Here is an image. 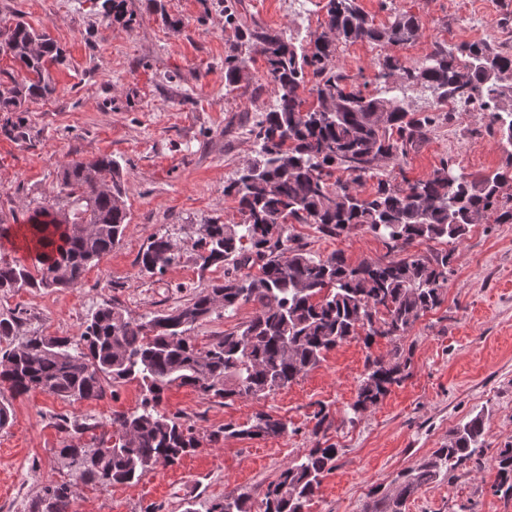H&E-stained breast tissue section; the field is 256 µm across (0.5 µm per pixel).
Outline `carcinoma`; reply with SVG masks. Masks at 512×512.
<instances>
[{
    "mask_svg": "<svg viewBox=\"0 0 512 512\" xmlns=\"http://www.w3.org/2000/svg\"><path fill=\"white\" fill-rule=\"evenodd\" d=\"M322 9L327 33L308 52L278 32H249L248 51L265 58L277 104L254 130L257 156L224 186V195L236 199L243 222L205 224L195 242L201 267L223 265V279L187 303L141 320L125 317L115 303L102 307L75 340L29 336L17 343L18 317L0 314V382L12 394L39 389L81 402L99 399L120 383L136 381L143 389L140 409L112 414L118 441L102 437L85 445L74 436L59 450L86 484L131 483L201 447L202 437L192 426L159 410L173 384L190 386L208 398L260 399L304 377L329 351L362 330L367 345L376 336L403 337L443 303L453 261L451 251L421 256L407 254L408 249L419 240L463 238L474 215L512 223V194L507 192L512 187V139L505 137L512 130V107H507L512 102V54L480 41L464 46L459 56L439 47L417 65L402 68L407 83L437 94L436 104L461 98L476 105L488 127L503 134L505 167L455 175L444 161L426 179L403 189L380 180L373 193L362 197L354 185L402 158L407 146L426 138L438 116H418L392 99L350 87L328 62L339 42L405 45L418 38L422 24L413 14L398 13L391 23L377 26L357 0H325ZM237 51L234 47L224 57V79L230 84L239 80L243 68ZM0 53L27 72L24 85L0 82V112H19L27 102L55 91L51 67L64 64L66 57L49 33L18 20L0 31ZM337 168L352 176V182L332 180ZM62 182L70 212L50 202L32 211L26 245L31 264L0 261L1 294L73 288L122 239L129 217L118 160L101 155L73 161L63 169ZM290 217L336 238L365 229L388 240L396 257L355 266L339 252L316 258L288 234ZM79 222L92 230L73 231L70 225ZM175 260L171 238L154 237L138 255L139 273L161 275ZM245 304L254 306V316L209 347L199 348L187 336L217 308L234 311ZM400 357L396 351L392 362L367 358L351 405L354 412L375 406L391 385L404 379ZM287 431L285 421L260 413L251 425H224L209 441H218L222 433L252 438ZM484 435L479 415L457 427L447 445L402 471L394 489L374 498L366 512H404L420 488L481 456ZM335 460L336 449L318 441L288 464L261 500L233 490L222 503L201 502L185 512H306ZM496 468V491L512 493V446L500 449ZM72 503L67 485H48L29 512H72Z\"/></svg>",
    "mask_w": 512,
    "mask_h": 512,
    "instance_id": "obj_1",
    "label": "carcinoma"
}]
</instances>
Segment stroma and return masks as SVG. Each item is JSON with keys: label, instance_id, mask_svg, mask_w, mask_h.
<instances>
[{"label": "stroma", "instance_id": "obj_1", "mask_svg": "<svg viewBox=\"0 0 512 512\" xmlns=\"http://www.w3.org/2000/svg\"><path fill=\"white\" fill-rule=\"evenodd\" d=\"M468 2L465 10L459 0H358L378 24L405 11L418 15L421 35L397 47L339 44L331 66L367 93L400 98L411 112L428 110L430 93L406 84L403 68L439 44L452 50L475 41L499 47L512 32V0ZM322 3L238 0L237 21L230 25L220 0H125L122 20L96 0H0V28L19 18L47 28L66 53L65 65L52 70V95L21 112H0V221L12 234L0 245V259L25 260L29 212L47 201L65 203L61 171L71 161L104 154L119 160L129 214L123 239L81 284L0 296V312L19 318V336H79L95 311L115 302L130 317L151 316L223 277V268L200 269L194 244L204 224L241 223L224 186L254 157L252 130L275 100L262 56H247L240 79L230 85L224 52L243 25L279 31L312 48L323 31ZM476 12L485 16L480 30L472 22ZM388 56L400 68L381 83L375 74ZM499 139L483 113H447L398 166L368 174L359 189L371 193L382 178L404 187L430 176L444 159L460 172L494 171L506 163ZM288 230L323 258L339 251L354 266L388 257L387 242L362 229L337 239L312 224L292 221ZM161 235L175 244L176 262L164 274L140 275L138 253ZM446 248L455 260L445 299L401 339L344 342L298 382L258 400L225 403L189 386L169 387L161 410L179 415L204 442L179 463L129 484L81 482L59 458L66 438L59 423L65 417L84 425L86 443L111 434L113 413L139 407L137 382L78 403L39 390L15 397L1 385L0 400H11L14 419L0 430V512H28L29 502L53 483L69 484L74 512H185L190 501L220 503L235 489L259 497L319 440L336 448V461L308 512H365L400 472L446 445L454 428L478 414L486 427L479 461L420 489L405 512H512V497L494 489L495 459L512 446V224L485 220L462 241H420L411 251L430 255ZM253 312L249 304L216 311L190 335L198 347H208ZM397 350L408 360L407 378L377 405L353 414L367 357L387 361ZM320 410L326 420L317 435L314 415ZM259 413L282 418L287 432L209 441L224 424H250Z\"/></svg>", "mask_w": 512, "mask_h": 512}]
</instances>
